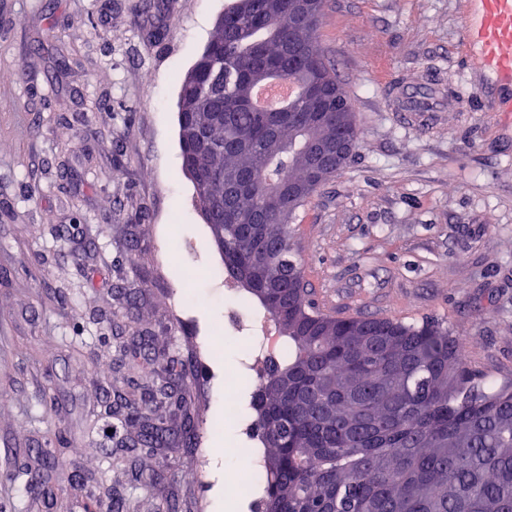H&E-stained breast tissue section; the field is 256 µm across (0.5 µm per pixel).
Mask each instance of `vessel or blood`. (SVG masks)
Returning <instances> with one entry per match:
<instances>
[{
	"instance_id": "1",
	"label": "vessel or blood",
	"mask_w": 512,
	"mask_h": 512,
	"mask_svg": "<svg viewBox=\"0 0 512 512\" xmlns=\"http://www.w3.org/2000/svg\"><path fill=\"white\" fill-rule=\"evenodd\" d=\"M475 10L463 19V36L474 53L469 73L491 74L505 98L489 104L492 112H512V0H473ZM391 99L402 112H436V102L422 99L396 86Z\"/></svg>"
}]
</instances>
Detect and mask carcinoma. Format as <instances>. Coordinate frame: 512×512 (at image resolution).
<instances>
[{
  "label": "carcinoma",
  "mask_w": 512,
  "mask_h": 512,
  "mask_svg": "<svg viewBox=\"0 0 512 512\" xmlns=\"http://www.w3.org/2000/svg\"><path fill=\"white\" fill-rule=\"evenodd\" d=\"M270 0H253L252 13L224 8V29L213 41L224 46L206 76L180 91L224 110V124L211 127L194 150L202 186L224 200L212 220L224 225V269L269 316L284 337L287 353L269 366L253 396L266 409L263 421L264 507L272 512H512V385H495L473 370L462 339L427 319L419 325L393 318L341 317L318 312L295 259L289 220L335 171L313 182L299 164L306 118L303 102L259 112L242 101L252 72L288 77V54L311 65L310 75L336 88L326 56L316 50L317 31L303 37L262 17ZM242 138L250 146L230 152L225 143ZM244 168L256 192L232 189L225 175ZM291 203L272 212L268 192ZM264 225L260 237L236 230L238 217ZM284 288L282 303L262 292L272 281ZM365 330L378 333L376 345L358 343ZM149 337L122 344L131 363L146 357ZM152 399L127 412L143 422L139 444L151 448L171 428L147 417ZM60 449L42 448L26 467L41 473L30 480L28 512L53 504L49 472Z\"/></svg>",
  "instance_id": "obj_1"
}]
</instances>
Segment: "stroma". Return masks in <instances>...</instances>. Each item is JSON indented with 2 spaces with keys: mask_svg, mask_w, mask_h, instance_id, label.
Masks as SVG:
<instances>
[{
  "mask_svg": "<svg viewBox=\"0 0 512 512\" xmlns=\"http://www.w3.org/2000/svg\"><path fill=\"white\" fill-rule=\"evenodd\" d=\"M230 0H0V512H26L22 455L69 442L53 480L63 512H87L102 477L122 512H220L218 428L242 380L244 345L201 342L224 323V290L190 270L222 264L182 164L183 77ZM468 0H327L318 45L355 102L358 143L293 223L305 284L339 317L433 318L471 367L512 383V112H488L492 81L464 87ZM440 72L466 112H392L398 83ZM37 194H30V187ZM147 332L152 360L118 344ZM185 370L194 437L132 451L138 420L98 418L106 397ZM53 405H46V395ZM164 470L162 492L142 487Z\"/></svg>",
  "mask_w": 512,
  "mask_h": 512,
  "instance_id": "35a3bbf8",
  "label": "stroma"
}]
</instances>
